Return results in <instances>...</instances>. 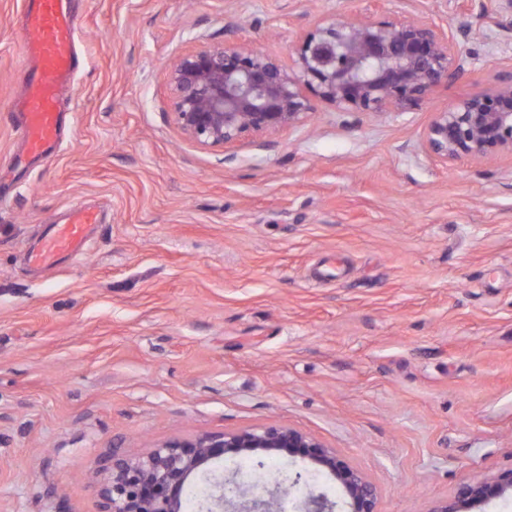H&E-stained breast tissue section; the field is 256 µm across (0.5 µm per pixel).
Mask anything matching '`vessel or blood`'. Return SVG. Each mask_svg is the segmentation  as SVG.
<instances>
[{"label":"vessel or blood","mask_w":512,"mask_h":512,"mask_svg":"<svg viewBox=\"0 0 512 512\" xmlns=\"http://www.w3.org/2000/svg\"><path fill=\"white\" fill-rule=\"evenodd\" d=\"M25 7L23 40L31 62L21 71L25 95L7 115L27 154L48 158L58 148L61 101L78 68L75 43L80 22L73 0H25ZM100 221L96 208L82 203L73 206L63 223L49 227L39 246L31 251V261L48 267L82 255L91 245L93 227Z\"/></svg>","instance_id":"1"}]
</instances>
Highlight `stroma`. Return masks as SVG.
<instances>
[{"label":"stroma","mask_w":512,"mask_h":512,"mask_svg":"<svg viewBox=\"0 0 512 512\" xmlns=\"http://www.w3.org/2000/svg\"><path fill=\"white\" fill-rule=\"evenodd\" d=\"M22 0H0V111L22 92ZM82 61L65 144L11 163L0 120V512H100L98 473L173 440L289 426L431 512L512 470V156L441 164L436 112L512 73L500 0H74ZM373 11L464 31L466 76L408 112L321 103L225 149L169 105L179 55L234 40L291 62L324 19ZM83 200L89 249L30 268ZM268 482L328 471L266 458Z\"/></svg>","instance_id":"stroma-1"}]
</instances>
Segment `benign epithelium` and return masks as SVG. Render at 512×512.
Segmentation results:
<instances>
[{
	"label": "benign epithelium",
	"mask_w": 512,
	"mask_h": 512,
	"mask_svg": "<svg viewBox=\"0 0 512 512\" xmlns=\"http://www.w3.org/2000/svg\"><path fill=\"white\" fill-rule=\"evenodd\" d=\"M464 70L452 28L415 19L365 17L325 21L300 35L284 66L255 46L224 42L179 56L167 73L171 113L181 133L204 147H226L257 135L302 125L316 102L340 112H404ZM429 156L442 163L512 154V74L435 113L424 134ZM300 457L328 470L342 485L347 512H377L373 486L320 440L287 426L171 441L137 459L112 456L105 468L101 512H182L188 480L205 490L199 512H287L280 487L258 486L213 469L224 456L263 466L258 452ZM282 481L303 488V512H335V504L307 487L298 471ZM512 491V471L460 490L432 512H462Z\"/></svg>",
	"instance_id": "benign-epithelium-1"
}]
</instances>
